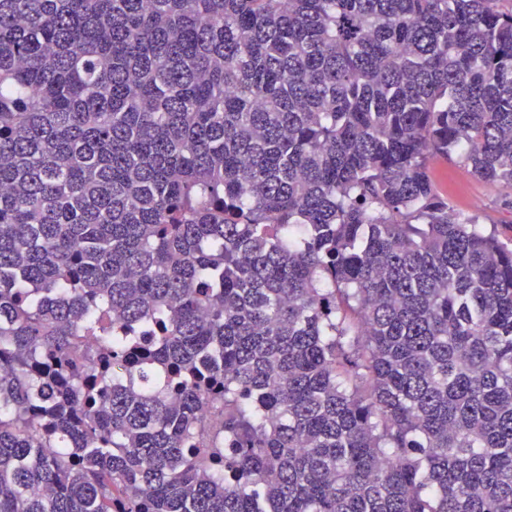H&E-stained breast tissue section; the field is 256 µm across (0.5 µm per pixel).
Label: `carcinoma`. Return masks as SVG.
Here are the masks:
<instances>
[{
    "label": "carcinoma",
    "mask_w": 512,
    "mask_h": 512,
    "mask_svg": "<svg viewBox=\"0 0 512 512\" xmlns=\"http://www.w3.org/2000/svg\"><path fill=\"white\" fill-rule=\"evenodd\" d=\"M455 161L512 191V0H0V512H512Z\"/></svg>",
    "instance_id": "cac0c4a2"
}]
</instances>
